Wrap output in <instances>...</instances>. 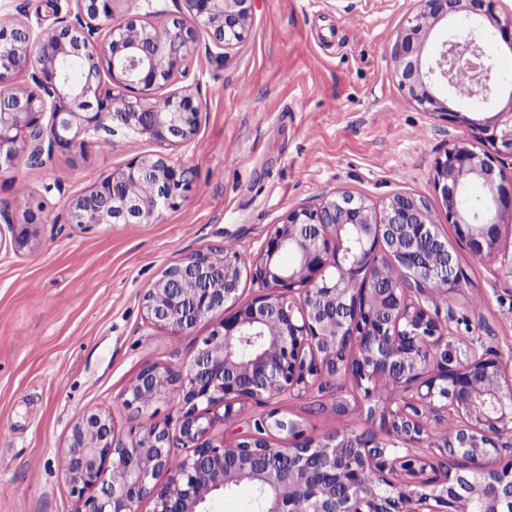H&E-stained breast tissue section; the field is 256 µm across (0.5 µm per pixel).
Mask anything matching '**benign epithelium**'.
Masks as SVG:
<instances>
[{"label": "benign epithelium", "instance_id": "7a95c632", "mask_svg": "<svg viewBox=\"0 0 512 512\" xmlns=\"http://www.w3.org/2000/svg\"><path fill=\"white\" fill-rule=\"evenodd\" d=\"M74 2L76 11L52 27L18 19L0 31V171L58 150L82 153L102 131L187 143L199 124L198 95L188 87L160 99L156 92L185 74L203 33L208 55L224 59L243 41L252 10V0H181L194 24L173 18L160 36L153 23L116 19L112 0ZM496 2L418 0L392 55L400 84L424 110L476 134L479 148L449 145L436 163V185L458 240L477 259H501L512 274V257L498 251L499 225L458 205L475 179L489 187L497 209L512 211V166L503 161L512 159V126L451 112L433 92L437 83L460 93L458 76L469 70L470 95L485 99L496 85L493 65L470 30L454 33L422 67L424 38L448 17H478L512 52V20L499 19ZM29 68L33 86L15 83ZM144 176L153 180L150 197L120 195L123 184ZM190 188L185 166L143 156L69 200L68 210L75 224H147L179 208ZM0 223L15 246L27 243L28 228L17 227L9 210L0 208ZM380 246L404 281L362 288ZM212 252L169 264L143 299L152 326L179 337L214 318L209 336L185 368L146 365L125 391V407L137 413L175 393L181 415L174 424L124 433L108 411L82 412L61 450L75 512H143L147 500L150 512H211L216 497L243 482L261 494L263 512H438L436 504L454 512L464 495L486 499V512H512V366L498 350L457 338L442 324L440 304L467 276L423 200L395 195L379 212L362 198L334 193L289 212L249 262L226 246L216 268ZM244 277L259 284L245 302ZM436 278L446 280L441 295L429 287ZM342 372L367 400L382 375L402 387L407 396L384 425L404 444L424 438L426 418H459L458 435L438 446L442 469L429 456L393 451L397 444L372 431L317 442L279 408L235 441L208 438L216 420L240 418L250 401L301 396ZM178 444L186 452L180 460L173 456ZM367 467L378 475L376 489L360 483Z\"/></svg>", "mask_w": 512, "mask_h": 512}]
</instances>
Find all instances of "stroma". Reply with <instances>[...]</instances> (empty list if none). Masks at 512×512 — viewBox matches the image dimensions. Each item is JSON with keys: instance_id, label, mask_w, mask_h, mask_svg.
Here are the masks:
<instances>
[{"instance_id": "1", "label": "stroma", "mask_w": 512, "mask_h": 512, "mask_svg": "<svg viewBox=\"0 0 512 512\" xmlns=\"http://www.w3.org/2000/svg\"><path fill=\"white\" fill-rule=\"evenodd\" d=\"M415 10V0H254L245 37L225 60L202 47L188 60L186 82L201 100L190 143L162 146L120 132L82 154L0 171V206L31 230L23 250L0 246V512H73L59 458L85 409L109 410L122 432L178 418L173 396L139 414L123 400L143 365L185 368L213 327L205 320L174 337L144 317L145 291L182 255L230 246L252 259L288 212L342 192L378 208L398 194L425 199L456 244L434 178L461 131L411 98L390 54ZM480 45L502 92L487 101L436 94L449 110L487 118L512 99V52L486 32ZM155 154L192 171L180 208L150 224L69 222L68 199ZM21 187L24 210L15 206ZM458 254L467 279L443 317L458 334L512 356V276L466 248ZM336 385L279 406L320 440L380 431L362 391L342 378ZM339 397L348 413L337 412Z\"/></svg>"}]
</instances>
